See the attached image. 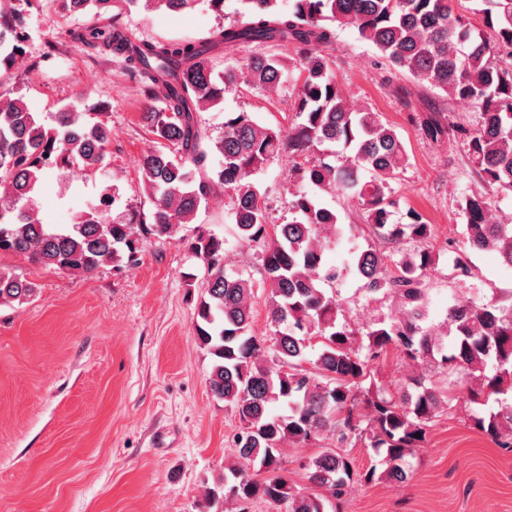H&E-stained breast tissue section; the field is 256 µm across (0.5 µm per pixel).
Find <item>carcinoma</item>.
Instances as JSON below:
<instances>
[{
  "label": "carcinoma",
  "instance_id": "carcinoma-1",
  "mask_svg": "<svg viewBox=\"0 0 512 512\" xmlns=\"http://www.w3.org/2000/svg\"><path fill=\"white\" fill-rule=\"evenodd\" d=\"M243 2L248 20L241 25L220 26L202 40H149L120 15L141 5L182 13L197 0H62L71 15L90 10L110 15L109 27L79 30L75 40L121 59L148 97L166 90L162 107L143 113L158 143L140 159L152 222L145 224L128 210H110L120 199L114 187L98 204L79 211L74 223H42L36 194L45 170L55 167L65 177L95 175L106 167L112 129L102 112L86 120L67 107L49 126L1 81L0 254L25 255L71 274L91 273L107 263L118 267L137 260L141 236L171 237L193 222L216 189L230 194L240 238L265 243L261 265L276 331L268 342L251 334L253 283L226 272L223 238L197 230L188 249L205 268L206 287L196 303V332L214 356L210 389L240 423L237 463L220 482L226 512H252L258 501L286 512H328L337 509L355 480L406 482L407 456L463 380L476 385L472 402L495 404L472 417L473 428L511 447L502 436L512 428V305L492 300L449 305V345L422 326L425 282L436 261L427 246L432 227L416 211L407 224L390 222L392 183L408 153L380 113L349 104L325 49L333 45L336 29H350L421 86L478 108L474 128L431 114L422 130L436 142H461L481 182L460 204L465 229L463 248L453 258L456 277L471 275L470 250L495 251L512 268V224L493 218L491 201L494 194H512V0H487L484 30L478 33L461 13V0H293L286 13L277 0ZM24 5L31 0H0V64L6 67L25 53L26 36L12 24ZM239 43H290L298 58L260 53L216 71L215 51ZM295 71V105L303 122L288 134L258 124L246 112L233 113L214 137L202 131L196 113L220 105L238 82L277 92ZM315 153L319 157L310 160ZM285 154L291 158L288 180L296 187L294 217L272 224L253 176ZM213 155L222 159L216 167L208 165ZM319 192L360 207L373 243L353 252L350 268L369 293L398 295L403 317L362 328L342 317L335 291L326 288L339 273L323 269L322 240L339 233L338 217L319 203ZM404 239L423 247L396 262L387 245ZM37 293L34 282L0 269V307L28 304ZM313 338L320 348L311 355ZM391 348L429 365V374L391 388L375 382L370 365ZM274 403L287 405L288 414H272ZM361 406L366 413L359 412ZM326 433L336 446L302 463L309 481L326 493L304 494L278 474L284 444L307 448ZM354 438L382 456L383 471L375 464L363 472L354 467L345 451Z\"/></svg>",
  "mask_w": 512,
  "mask_h": 512
}]
</instances>
